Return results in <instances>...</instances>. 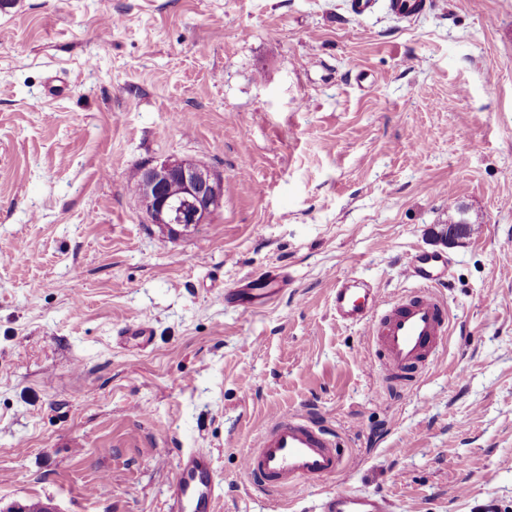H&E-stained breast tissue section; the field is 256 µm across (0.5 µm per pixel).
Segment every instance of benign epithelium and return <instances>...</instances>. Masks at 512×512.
Here are the masks:
<instances>
[{
	"label": "benign epithelium",
	"mask_w": 512,
	"mask_h": 512,
	"mask_svg": "<svg viewBox=\"0 0 512 512\" xmlns=\"http://www.w3.org/2000/svg\"><path fill=\"white\" fill-rule=\"evenodd\" d=\"M140 174L145 191L138 201L148 221L165 226L175 236L210 223L222 207L224 175L203 163L165 160L142 166ZM173 181L183 190L178 200L164 195Z\"/></svg>",
	"instance_id": "benign-epithelium-1"
}]
</instances>
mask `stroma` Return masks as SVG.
Segmentation results:
<instances>
[{
	"label": "stroma",
	"mask_w": 512,
	"mask_h": 512,
	"mask_svg": "<svg viewBox=\"0 0 512 512\" xmlns=\"http://www.w3.org/2000/svg\"><path fill=\"white\" fill-rule=\"evenodd\" d=\"M167 159L224 174L178 237L128 188ZM423 251L448 261V334L394 385L331 298L356 276L395 301ZM269 269L273 302L225 305ZM143 317L150 345L119 344ZM293 413L341 438L347 480L251 492L243 456ZM188 448L213 451L222 512H316L341 486L512 512V0L0 7V512H165Z\"/></svg>",
	"instance_id": "obj_1"
}]
</instances>
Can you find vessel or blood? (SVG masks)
Here are the masks:
<instances>
[{
	"label": "vessel or blood",
	"instance_id": "b4317fda",
	"mask_svg": "<svg viewBox=\"0 0 512 512\" xmlns=\"http://www.w3.org/2000/svg\"><path fill=\"white\" fill-rule=\"evenodd\" d=\"M448 262L438 255H421L409 265L420 289L390 303L378 289L345 278L336 284L331 311L345 325L367 326L379 349L380 368L387 379L410 377L429 365L440 340L448 333V309L434 289ZM281 275L264 271L249 278L245 287L228 291L230 306L266 304L277 296ZM120 338L145 346L151 340L149 319L125 326ZM344 456L335 433L305 415L278 417L267 423L255 448L243 459L248 482L264 492H281L309 481L341 474ZM221 498L213 455L203 448L184 452L170 486L167 512H217ZM320 512H388L386 498L339 489L324 497Z\"/></svg>",
	"mask_w": 512,
	"mask_h": 512
}]
</instances>
